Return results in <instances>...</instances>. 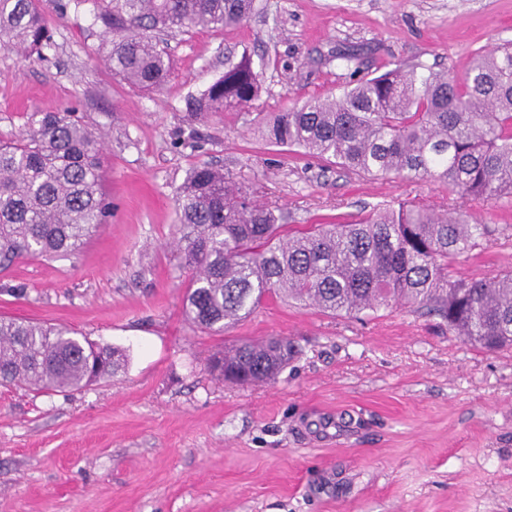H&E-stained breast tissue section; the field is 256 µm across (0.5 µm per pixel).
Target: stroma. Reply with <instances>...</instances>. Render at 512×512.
<instances>
[{
  "instance_id": "stroma-1",
  "label": "stroma",
  "mask_w": 512,
  "mask_h": 512,
  "mask_svg": "<svg viewBox=\"0 0 512 512\" xmlns=\"http://www.w3.org/2000/svg\"><path fill=\"white\" fill-rule=\"evenodd\" d=\"M42 57L0 48V139L34 112L74 110L101 137L112 213L74 255L0 271V317L66 325L127 356L70 393L0 385V512H512V348L490 351L439 317L395 305L331 315L280 298L221 333L182 298L176 198L197 166L258 187L290 228L343 224L403 201L458 206L434 182L359 177L268 145L244 114L190 118L186 100L249 56L267 115L327 97L360 75L417 61L463 74L512 41V0H256L235 29L169 38L154 92L116 79L92 6L40 0ZM495 230L458 257V277L512 271V198L471 203ZM284 336L299 352L274 380L224 382V347Z\"/></svg>"
}]
</instances>
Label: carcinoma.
I'll list each match as a JSON object with an SVG mask.
<instances>
[{"instance_id":"carcinoma-1","label":"carcinoma","mask_w":512,"mask_h":512,"mask_svg":"<svg viewBox=\"0 0 512 512\" xmlns=\"http://www.w3.org/2000/svg\"><path fill=\"white\" fill-rule=\"evenodd\" d=\"M93 5L108 30L112 72L141 91L171 75L167 36L240 25L255 0H71ZM52 22L39 0H0V47L42 54ZM262 74L227 56L224 74L187 101L192 117L245 109ZM270 145L301 150L369 177L433 181L480 202L512 197V47L479 52L461 76L400 64L326 98L250 119ZM99 136L74 112H35L17 141L0 142V268L19 258L66 257L107 214ZM179 264L192 271L183 312L219 333L273 296L332 314L375 313L394 303L441 317L488 350L512 346V274L462 279L453 263L494 229L464 206L374 207L349 224L283 233L276 209L253 200L220 169L192 170L178 197ZM295 346L286 337L242 342L211 360L228 382L273 378ZM122 352L62 325L0 317V384L80 390L118 371Z\"/></svg>"}]
</instances>
